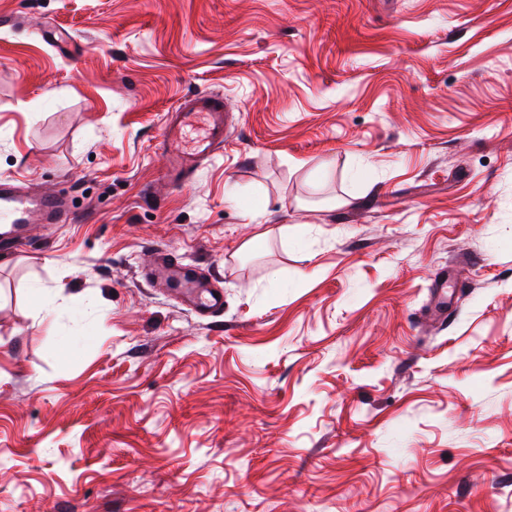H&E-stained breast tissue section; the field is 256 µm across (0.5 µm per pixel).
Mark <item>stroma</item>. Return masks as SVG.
Returning a JSON list of instances; mask_svg holds the SVG:
<instances>
[{"label":"stroma","mask_w":512,"mask_h":512,"mask_svg":"<svg viewBox=\"0 0 512 512\" xmlns=\"http://www.w3.org/2000/svg\"><path fill=\"white\" fill-rule=\"evenodd\" d=\"M0 178V512H512V0H0ZM199 121L204 122V133L188 150L182 144L185 131ZM229 128L224 98L217 94H194L175 112H170L162 135L170 180L176 185L182 184L196 163L213 155L216 145L224 140V132ZM31 211H37L45 224L70 223L78 212L67 196L30 195L18 188L12 180L1 178L0 224L4 231L0 232V245L8 247L20 236L21 227ZM142 277L167 284L199 318L213 319L224 313V289L197 269L183 265L170 252L153 251ZM431 313L435 318L445 316L448 311V274L441 275L432 285Z\"/></svg>","instance_id":"obj_1"}]
</instances>
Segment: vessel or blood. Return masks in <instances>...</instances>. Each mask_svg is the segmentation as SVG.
I'll list each match as a JSON object with an SVG mask.
<instances>
[{"label": "vessel or blood", "instance_id": "vessel-or-blood-1", "mask_svg": "<svg viewBox=\"0 0 512 512\" xmlns=\"http://www.w3.org/2000/svg\"><path fill=\"white\" fill-rule=\"evenodd\" d=\"M204 123V133L192 147L182 144L185 131L194 123ZM229 128L224 99L217 94L197 93L169 113L163 126V148L167 174L174 184H182L199 161L211 157ZM38 212L48 224L72 222L77 210L66 196H34L25 193L9 179L0 180V245L16 239L30 212ZM145 280L167 284L188 309L199 318L213 319L224 313V291L197 269L179 262L171 253L156 251L143 271ZM433 317L448 311V278L440 276L432 285Z\"/></svg>", "mask_w": 512, "mask_h": 512}]
</instances>
